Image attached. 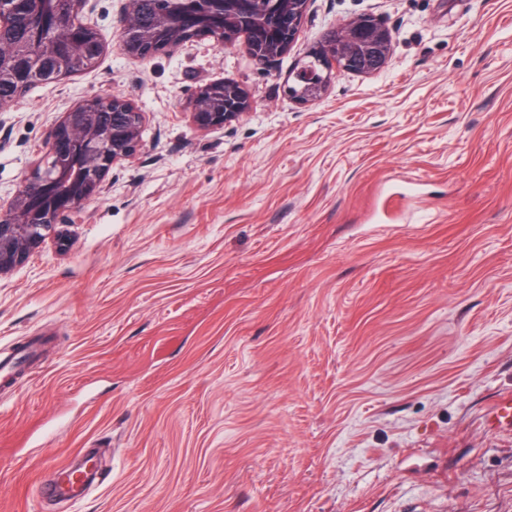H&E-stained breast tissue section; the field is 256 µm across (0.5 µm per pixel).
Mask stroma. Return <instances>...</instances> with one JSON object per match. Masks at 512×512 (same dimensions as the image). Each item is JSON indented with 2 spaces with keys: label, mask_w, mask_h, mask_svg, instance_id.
I'll return each mask as SVG.
<instances>
[{
  "label": "stroma",
  "mask_w": 512,
  "mask_h": 512,
  "mask_svg": "<svg viewBox=\"0 0 512 512\" xmlns=\"http://www.w3.org/2000/svg\"><path fill=\"white\" fill-rule=\"evenodd\" d=\"M129 0L82 13L95 67L0 107V208L79 102L143 114L59 249L0 276V512H512V0H308L274 64L200 37L120 47ZM393 50L288 97L338 22ZM251 101L207 130L201 88ZM419 183L397 218L386 189ZM82 500L33 487L85 449ZM368 25H374L377 28V36L383 41V46L385 48V56H380L377 52L373 54L371 58L367 59L366 66L371 65L372 63H375L376 61L385 58H387L391 55L392 51V37L390 34V31L384 27L382 24H380L378 21H376L373 18L370 17H359V18H353L344 20L339 23V30L343 31V34L346 38H351L353 33L362 26H368ZM336 32L333 33V31L327 32L321 43L314 47L303 59H301L292 69L288 76V83L286 86V92L288 96L292 99L301 101V102H308L309 97H315L317 94V98L321 96V94L326 90V88L330 85L332 80L335 78L334 74L331 72L329 73L327 80L322 84V92H316L312 89V87L307 86L305 83L297 81L294 78V73L300 69V68H314L318 72L322 73V75L325 74V71L323 69V65L325 63V57H326V50L325 45L330 40H332L333 37H335Z\"/></svg>",
  "instance_id": "stroma-1"
}]
</instances>
